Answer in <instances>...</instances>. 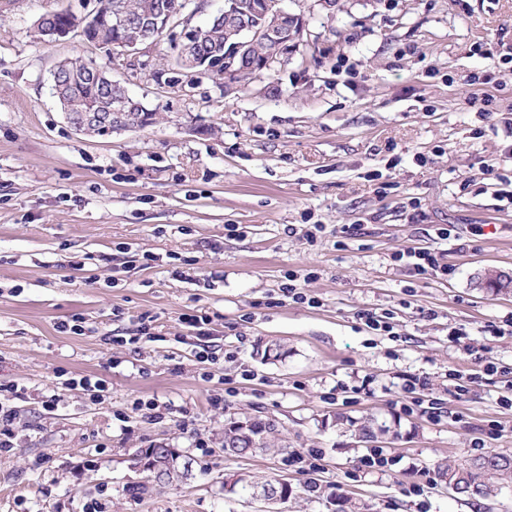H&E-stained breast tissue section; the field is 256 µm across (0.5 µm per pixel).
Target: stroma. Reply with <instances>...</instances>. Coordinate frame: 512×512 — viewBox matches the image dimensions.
<instances>
[{"instance_id": "obj_1", "label": "stroma", "mask_w": 512, "mask_h": 512, "mask_svg": "<svg viewBox=\"0 0 512 512\" xmlns=\"http://www.w3.org/2000/svg\"><path fill=\"white\" fill-rule=\"evenodd\" d=\"M96 5L0 0V384L20 389L0 512H263L241 477L291 481L279 512H338L348 498L365 512H512V492L470 499L437 476L478 439L512 454V335L486 330L512 317V293L476 285L487 269L512 274L501 122L512 69L497 57L512 47V0H336L331 12L281 0L302 24L284 64L231 85L189 71L157 81L185 25L224 7L204 0L139 66L111 72L155 123L88 137L60 111L50 74L104 52L74 35L42 39L36 24ZM488 72L495 83L467 81ZM489 167L506 182L486 178ZM310 224L325 227L311 241ZM446 225L456 240L437 237ZM414 247L442 251L452 273L423 278L394 262ZM291 273L317 306L280 300ZM363 311L391 314L395 337L374 334ZM196 312L228 352L208 367L182 322ZM75 315L84 334L61 328ZM144 317L152 340L115 344ZM459 327L463 348L448 338ZM271 340L284 356L263 358ZM479 356L500 373L450 400V373L474 372ZM80 376L101 380L103 398L66 388ZM411 377L446 401L447 418L401 413ZM137 399L161 418H140ZM243 414L275 419L287 450L225 457L224 425ZM367 421L393 466L355 480L367 448L355 428ZM160 444L188 478L143 471ZM304 448L323 451L314 492L288 464Z\"/></svg>"}]
</instances>
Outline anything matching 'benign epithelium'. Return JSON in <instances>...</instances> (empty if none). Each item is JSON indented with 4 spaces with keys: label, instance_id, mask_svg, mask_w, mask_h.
Segmentation results:
<instances>
[{
    "label": "benign epithelium",
    "instance_id": "7a95c632",
    "mask_svg": "<svg viewBox=\"0 0 512 512\" xmlns=\"http://www.w3.org/2000/svg\"><path fill=\"white\" fill-rule=\"evenodd\" d=\"M222 13L234 18V27L229 34L232 43L224 49L223 64H215L206 56L200 58L189 53V47L200 33V28L195 27L187 29L183 33L180 43L179 68L192 70L201 77H222L228 81L235 80L247 70L258 72L266 68V65L252 63L247 66L245 60L248 57L249 44L260 37L274 44L277 60L280 61L288 56V49L295 39L296 24L300 22L297 15L289 13L279 6L273 9L263 4L261 0H251L245 9L235 3L230 7H224ZM108 15L112 18V24L117 28L130 29L137 25L142 28H150L158 23L156 19L136 22L118 5L109 8ZM95 16L96 13L92 12L82 16L73 26H54L46 29L45 33L51 40H59L72 33L81 35L85 29V22L92 20ZM65 115L70 125L79 133L85 132L86 128L95 124L109 132L126 129L122 114L115 111L85 112L76 116L67 109ZM291 494V484L280 479L278 486L273 489L268 486H253L252 497L264 501L269 506H274L287 500Z\"/></svg>",
    "mask_w": 512,
    "mask_h": 512
}]
</instances>
